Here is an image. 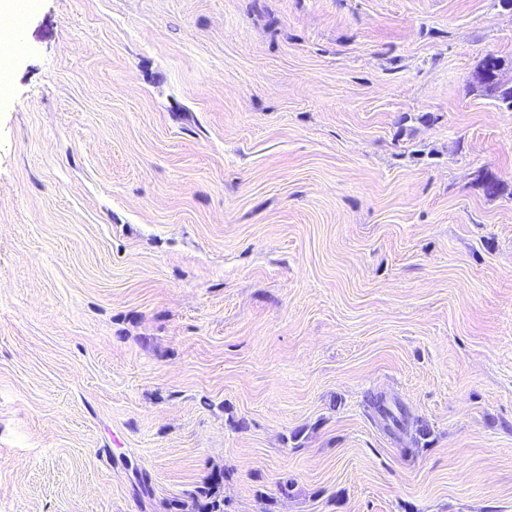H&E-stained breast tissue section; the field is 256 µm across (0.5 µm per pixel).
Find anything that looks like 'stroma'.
Segmentation results:
<instances>
[{
  "mask_svg": "<svg viewBox=\"0 0 512 512\" xmlns=\"http://www.w3.org/2000/svg\"><path fill=\"white\" fill-rule=\"evenodd\" d=\"M21 15L0 512H512V7Z\"/></svg>",
  "mask_w": 512,
  "mask_h": 512,
  "instance_id": "35a3bbf8",
  "label": "stroma"
}]
</instances>
